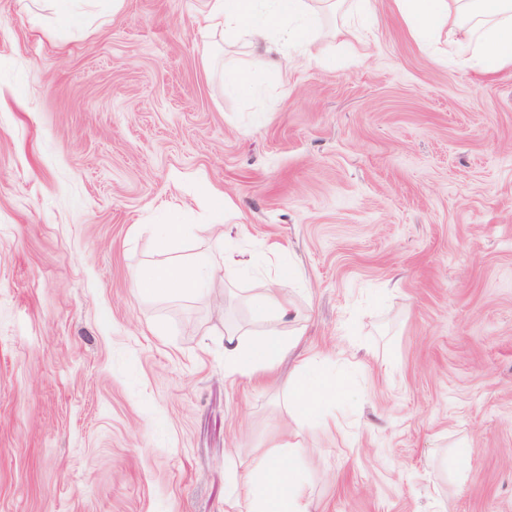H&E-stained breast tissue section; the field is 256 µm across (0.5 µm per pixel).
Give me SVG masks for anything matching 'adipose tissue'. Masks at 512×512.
Returning <instances> with one entry per match:
<instances>
[{"mask_svg": "<svg viewBox=\"0 0 512 512\" xmlns=\"http://www.w3.org/2000/svg\"><path fill=\"white\" fill-rule=\"evenodd\" d=\"M413 35L445 34L450 53L474 62L489 73L512 68V0H394ZM205 26L222 30L225 40L244 49L263 50L268 58L281 55L283 45L296 46L309 59L317 58L318 31L306 0H208ZM234 252L215 262L200 254L192 262L159 261L137 277L147 295L204 291L221 267L237 266ZM250 301L255 321L273 323L272 331L245 339L236 326L224 329V369L228 375L253 379L272 372L295 335L298 313L282 289L255 278ZM339 387L323 378L299 376L288 384V399L300 414L320 413L325 400L335 399ZM246 500L247 512H311V502L297 473L283 465L278 450L269 451L243 481L231 483L225 500L235 508Z\"/></svg>", "mask_w": 512, "mask_h": 512, "instance_id": "ef3b65f1", "label": "adipose tissue"}]
</instances>
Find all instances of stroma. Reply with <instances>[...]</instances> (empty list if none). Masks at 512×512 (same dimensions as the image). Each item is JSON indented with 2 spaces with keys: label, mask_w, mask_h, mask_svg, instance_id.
Returning <instances> with one entry per match:
<instances>
[{
  "label": "stroma",
  "mask_w": 512,
  "mask_h": 512,
  "mask_svg": "<svg viewBox=\"0 0 512 512\" xmlns=\"http://www.w3.org/2000/svg\"><path fill=\"white\" fill-rule=\"evenodd\" d=\"M81 8L62 36L50 0H0V512H225L277 445L314 512H512V69L391 0L277 69L206 0ZM230 246L300 315L266 380L224 371L225 324L262 329L249 271L220 308L135 284ZM314 356L342 389L317 420L286 390Z\"/></svg>",
  "instance_id": "stroma-1"
}]
</instances>
